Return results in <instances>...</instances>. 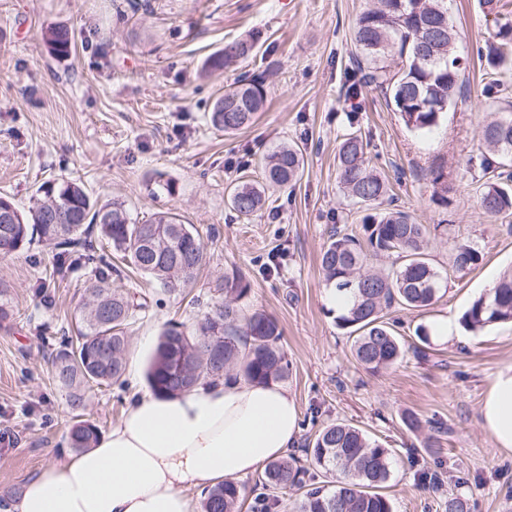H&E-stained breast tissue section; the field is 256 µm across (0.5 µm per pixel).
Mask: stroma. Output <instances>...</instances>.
Returning a JSON list of instances; mask_svg holds the SVG:
<instances>
[{"label": "stroma", "mask_w": 512, "mask_h": 512, "mask_svg": "<svg viewBox=\"0 0 512 512\" xmlns=\"http://www.w3.org/2000/svg\"><path fill=\"white\" fill-rule=\"evenodd\" d=\"M506 2L493 18L479 0H450L457 49L470 55L466 92L433 131L420 133L361 81L351 34L374 0H0V193L26 210L42 183L78 179L99 202L124 201L137 222L158 211L179 215L206 248L195 282L177 293L131 269L113 278V287L147 297L149 306L129 326L124 386L89 393L86 419L108 432L132 396L148 391L145 365L164 324L193 329L216 301L215 280L235 271L250 285L246 308L273 315L282 330L286 385L299 409L297 458L319 429L345 422L391 450L385 492L394 512H444L452 494L467 499L469 512H512V451L481 424L493 376L512 362V323L458 327L456 340L413 349L417 327L460 320L512 268V215L488 216L479 202L480 131L488 113L512 102V72L499 90L471 53L494 41L499 25H512ZM51 26L74 34L68 57L43 43ZM255 33L256 58L235 71L206 69L225 43ZM244 72L264 75L266 110L227 135L210 125L208 109ZM352 131L388 180L395 208L426 225L443 276L427 309L389 311L408 349L376 374L354 359L320 268L333 228L361 233L363 211L343 194L336 167ZM283 142L302 149L300 179L269 192L258 213L237 215L226 203L230 181L243 173L263 182L261 162ZM437 166L448 176L444 206L433 200ZM459 243L483 256L464 273L448 267ZM53 257L36 241L0 258L13 306L11 329H0V492L11 497L70 452L69 409L51 359L56 336L75 332L94 276L81 262L54 273ZM407 412L445 425L438 452L426 450L425 433L405 427ZM421 470L440 483L422 486Z\"/></svg>", "instance_id": "stroma-1"}]
</instances>
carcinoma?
Wrapping results in <instances>:
<instances>
[{
	"label": "carcinoma",
	"mask_w": 512,
	"mask_h": 512,
	"mask_svg": "<svg viewBox=\"0 0 512 512\" xmlns=\"http://www.w3.org/2000/svg\"><path fill=\"white\" fill-rule=\"evenodd\" d=\"M500 43L478 48L479 58L497 71L507 66L512 27L497 32ZM457 33L448 15V0H376L353 29L357 63L364 83L378 89L385 102L413 130L428 132L460 94L464 67L455 53ZM43 40L60 57L74 47L71 32L50 27ZM260 36L227 43L208 58L214 69L238 67L258 53ZM400 60L391 69L388 61ZM266 103L261 75L240 79L215 98L209 113L213 127L234 133L251 126ZM481 139L490 156L480 163L490 173L480 192V205L491 216L512 214V112H493L483 125ZM303 154L295 145H282L265 156V185L241 177L230 183L228 204L248 216L262 208L265 186L286 187L299 177ZM339 180L347 197L366 211L361 237L335 229L321 254L325 281L352 294L351 307L337 321L352 329L353 353L366 370L376 373L398 363L405 347L384 321V311L395 306L421 310L433 304L442 277L425 252V228L397 208L386 212L376 206L392 203L389 184L368 167L365 144L351 132L338 155ZM49 190L25 214L7 196H0V255H11L38 239L56 250L54 269L60 272L77 255L101 268L85 289L86 300L77 332L63 336L52 359L53 375L65 390L72 425L70 447L81 451L99 438L96 425L81 418L88 392L96 387L121 385L126 371L129 336L126 327L135 308L131 297L112 287V275L121 270L90 252L87 236L97 228L102 238L123 254L126 265L150 277L162 289L175 293L192 283L205 263V248L198 230L178 215L158 212L139 224L118 201L101 204L79 180L47 181ZM393 257L388 270L366 269L368 262ZM482 261L481 252L462 243L454 248L452 265L469 271ZM221 301L197 328L185 332L167 323L148 360L146 379L154 393L176 396L206 380L226 376L250 383L281 381L288 377V362L280 344L282 331L263 310L245 312L243 301L250 285L234 272L216 280ZM13 317L7 289L0 288V328ZM461 321L478 331L497 323H512V269L503 273L489 292L474 299ZM311 464L329 479L327 487L307 489L298 512H393L391 500L381 492L391 476L389 449L356 427L336 422L320 429L306 448ZM307 470L298 459L287 457L264 469V489L253 512H271L277 494L303 486ZM203 512H241L244 489L226 481L203 493Z\"/></svg>",
	"instance_id": "obj_1"
}]
</instances>
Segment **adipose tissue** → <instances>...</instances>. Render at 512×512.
<instances>
[{
  "instance_id": "ef3b65f1",
  "label": "adipose tissue",
  "mask_w": 512,
  "mask_h": 512,
  "mask_svg": "<svg viewBox=\"0 0 512 512\" xmlns=\"http://www.w3.org/2000/svg\"><path fill=\"white\" fill-rule=\"evenodd\" d=\"M481 417L512 450V363ZM299 411L287 387L224 378L174 397L139 395L96 445L43 468L1 512H201L188 488L254 473L288 455Z\"/></svg>"
}]
</instances>
